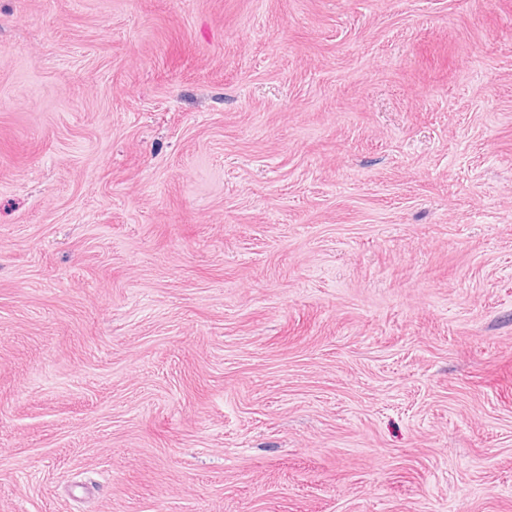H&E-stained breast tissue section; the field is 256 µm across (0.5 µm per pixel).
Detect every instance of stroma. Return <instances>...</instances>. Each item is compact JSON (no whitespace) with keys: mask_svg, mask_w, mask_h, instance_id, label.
Segmentation results:
<instances>
[{"mask_svg":"<svg viewBox=\"0 0 512 512\" xmlns=\"http://www.w3.org/2000/svg\"><path fill=\"white\" fill-rule=\"evenodd\" d=\"M0 512H512V0H0Z\"/></svg>","mask_w":512,"mask_h":512,"instance_id":"obj_1","label":"stroma"}]
</instances>
